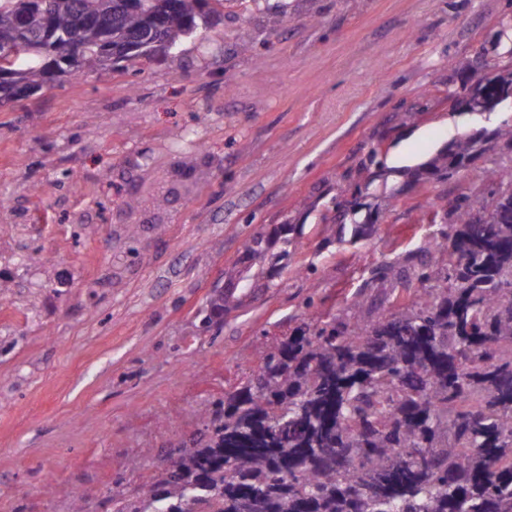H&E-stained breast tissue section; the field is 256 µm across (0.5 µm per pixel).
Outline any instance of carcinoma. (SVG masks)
I'll use <instances>...</instances> for the list:
<instances>
[{"mask_svg":"<svg viewBox=\"0 0 512 512\" xmlns=\"http://www.w3.org/2000/svg\"><path fill=\"white\" fill-rule=\"evenodd\" d=\"M260 0H0V71L42 88L75 68L127 71L201 37L208 18ZM485 98L512 91V63L488 66ZM467 136L417 169L459 174L477 151ZM453 223L418 253L371 270L341 312L313 314L236 390L203 412L204 427L116 512H512V165L481 175ZM245 257L268 258L260 234ZM403 300L367 318L372 290ZM232 287L200 312L207 329Z\"/></svg>","mask_w":512,"mask_h":512,"instance_id":"obj_1","label":"carcinoma"}]
</instances>
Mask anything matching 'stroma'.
<instances>
[{
	"instance_id": "35a3bbf8",
	"label": "stroma",
	"mask_w": 512,
	"mask_h": 512,
	"mask_svg": "<svg viewBox=\"0 0 512 512\" xmlns=\"http://www.w3.org/2000/svg\"><path fill=\"white\" fill-rule=\"evenodd\" d=\"M507 0H288L225 10L207 41L137 74L73 73L0 104V512H112L165 466L305 313L341 311L375 265L425 245L487 169L512 104L456 112V67L512 50ZM415 111L398 126L394 115ZM486 144L449 180L407 161L454 135ZM379 169L362 171L374 147ZM398 190L395 202L364 183ZM362 204L371 237L340 240L332 201ZM137 225V256L125 231ZM288 264L258 266L242 242ZM234 282L210 331L198 314ZM245 257L254 264H262L268 258L267 244L260 234L247 237L242 245Z\"/></svg>"
}]
</instances>
